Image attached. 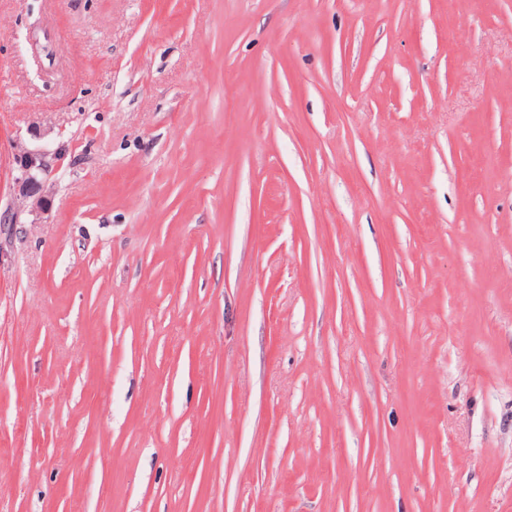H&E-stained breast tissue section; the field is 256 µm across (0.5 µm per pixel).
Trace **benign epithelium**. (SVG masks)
Listing matches in <instances>:
<instances>
[{
  "instance_id": "benign-epithelium-1",
  "label": "benign epithelium",
  "mask_w": 512,
  "mask_h": 512,
  "mask_svg": "<svg viewBox=\"0 0 512 512\" xmlns=\"http://www.w3.org/2000/svg\"><path fill=\"white\" fill-rule=\"evenodd\" d=\"M65 155L66 151L61 145L54 149L16 145L13 157L15 176L3 221L17 224L23 215L36 216L44 211L52 190L50 176L60 166Z\"/></svg>"
}]
</instances>
